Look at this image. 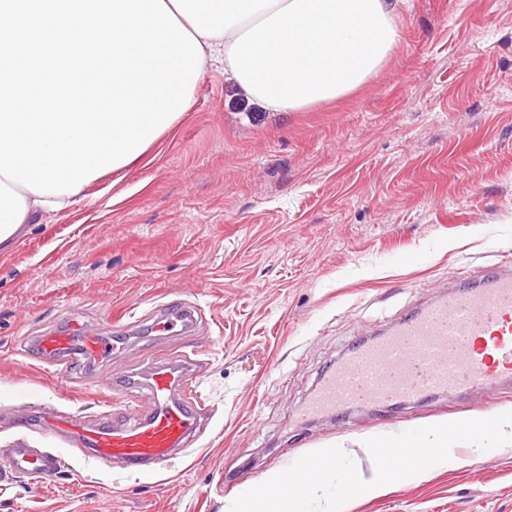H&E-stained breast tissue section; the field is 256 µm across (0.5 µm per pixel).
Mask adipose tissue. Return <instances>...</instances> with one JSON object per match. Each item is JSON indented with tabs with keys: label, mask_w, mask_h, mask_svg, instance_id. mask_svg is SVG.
Returning <instances> with one entry per match:
<instances>
[{
	"label": "adipose tissue",
	"mask_w": 512,
	"mask_h": 512,
	"mask_svg": "<svg viewBox=\"0 0 512 512\" xmlns=\"http://www.w3.org/2000/svg\"><path fill=\"white\" fill-rule=\"evenodd\" d=\"M219 66L270 112H303L351 94L384 67L400 34L398 0H164ZM76 195H37L0 176V245Z\"/></svg>",
	"instance_id": "1"
}]
</instances>
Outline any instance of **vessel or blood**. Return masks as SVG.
Returning a JSON list of instances; mask_svg holds the SVG:
<instances>
[{"instance_id":"1","label":"vessel or blood","mask_w":512,"mask_h":512,"mask_svg":"<svg viewBox=\"0 0 512 512\" xmlns=\"http://www.w3.org/2000/svg\"><path fill=\"white\" fill-rule=\"evenodd\" d=\"M195 309L169 302L160 310L156 327L181 335L194 325ZM82 335L72 324L69 335L36 337L32 354L49 364H70V338ZM81 352L96 359L122 352L116 337L82 335ZM201 365L196 352H182L134 378L117 374L113 388L138 386L152 406L141 412H113L111 421L91 422L78 416L59 417L44 408L47 434L105 464L120 463L129 472L151 475L167 467L197 439L209 412L181 399L179 390ZM512 384V270L495 269L486 279L467 282L419 305L399 324L357 343L326 371L303 407L302 415L343 417L357 405L390 408L408 399L425 400L459 391ZM11 473L39 480L60 470L50 448L17 441L0 454Z\"/></svg>"}]
</instances>
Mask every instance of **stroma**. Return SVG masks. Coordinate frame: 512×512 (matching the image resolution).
Here are the masks:
<instances>
[{
	"mask_svg": "<svg viewBox=\"0 0 512 512\" xmlns=\"http://www.w3.org/2000/svg\"><path fill=\"white\" fill-rule=\"evenodd\" d=\"M389 62L310 112L240 111L211 68L179 127L119 181L0 248V449L18 437L61 456L55 480L0 471V512H230L311 449L512 405V388L341 419L295 412L336 358L426 297L512 259V0H401ZM195 330H150L163 303ZM79 323L124 334L116 359L67 377L31 337ZM203 364L184 394L212 413L187 457L136 475L75 455L32 423L37 406L97 418L119 368L173 347ZM350 512H512V448L394 483Z\"/></svg>",
	"mask_w": 512,
	"mask_h": 512,
	"instance_id": "35a3bbf8",
	"label": "stroma"
}]
</instances>
